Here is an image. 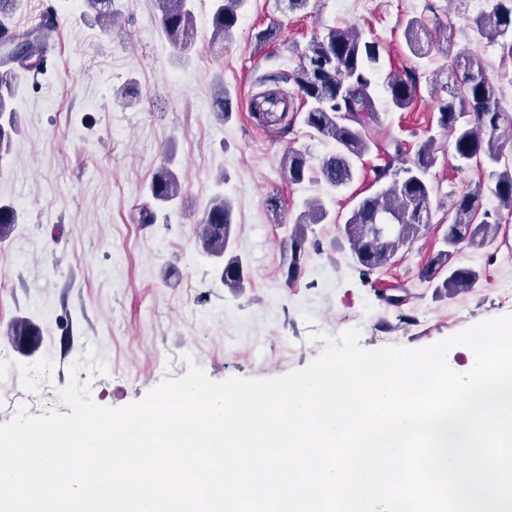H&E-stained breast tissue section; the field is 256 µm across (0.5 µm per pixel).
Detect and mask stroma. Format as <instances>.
<instances>
[{
    "mask_svg": "<svg viewBox=\"0 0 512 512\" xmlns=\"http://www.w3.org/2000/svg\"><path fill=\"white\" fill-rule=\"evenodd\" d=\"M51 35L47 73L14 101L19 132L0 166V201L15 205L18 222L0 242V423L19 406L40 415L67 413L59 392L69 368L87 349L106 371L90 383L101 405L141 400L164 378L197 364L212 379L279 377L317 357L314 332L336 336L360 328L366 348H420L494 317L512 314L501 300L512 284V217L496 241L457 247L456 262L480 274L479 287L451 296L430 288L421 271L442 247L452 199L483 183V209L496 211L494 185L476 162H461L438 123L444 83L458 55L478 57L500 89L512 86V61L474 38L481 10L472 0H310L292 10L287 0H247L231 37L212 36L210 0H196L190 50L179 55L158 28L154 0H119L111 27L86 16L79 0L64 8ZM425 30L443 28L452 44L411 54L403 30L410 18ZM355 27L381 47L376 106L379 139H399L415 152L427 137L439 147L428 174L435 187L431 220L414 242L370 277L355 266L339 225L372 194L369 169L332 191L320 180L289 184L281 159L291 149L313 161L331 152L302 121L270 135L251 116V104L274 90L297 99L293 84L267 74L296 70L310 40L326 29ZM419 74L411 107L388 106L386 76ZM225 90L229 113L217 119L213 102ZM175 159L183 186V215L138 223L145 187L165 155ZM231 203L233 245L248 267L244 288H225L215 263L197 248V220L214 194ZM281 200L280 212L267 206ZM326 200L332 223L310 225L307 257L287 278L283 240L304 199ZM37 330L23 344L5 331L17 319Z\"/></svg>",
    "mask_w": 512,
    "mask_h": 512,
    "instance_id": "1",
    "label": "stroma"
}]
</instances>
